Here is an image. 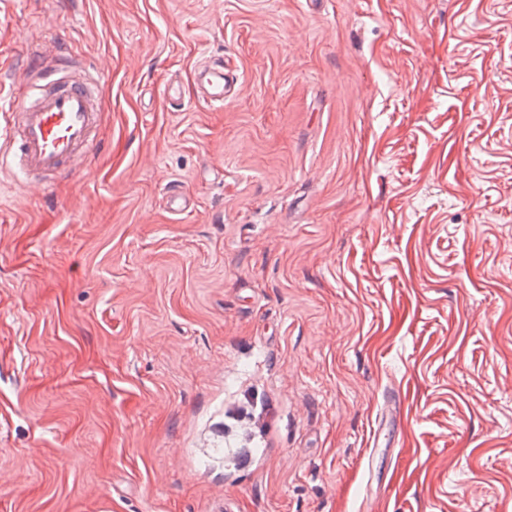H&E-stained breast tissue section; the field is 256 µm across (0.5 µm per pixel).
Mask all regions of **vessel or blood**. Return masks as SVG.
Wrapping results in <instances>:
<instances>
[{
    "mask_svg": "<svg viewBox=\"0 0 512 512\" xmlns=\"http://www.w3.org/2000/svg\"><path fill=\"white\" fill-rule=\"evenodd\" d=\"M26 54L29 62L13 70L8 103L0 109V153L11 156L32 183L51 188L90 166L100 148L97 131L105 107L86 58L76 56L69 42L34 41ZM238 82L236 69L220 61L196 74L199 97L215 108Z\"/></svg>",
    "mask_w": 512,
    "mask_h": 512,
    "instance_id": "b4317fda",
    "label": "vessel or blood"
}]
</instances>
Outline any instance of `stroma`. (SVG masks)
Here are the masks:
<instances>
[{"instance_id": "obj_1", "label": "stroma", "mask_w": 512, "mask_h": 512, "mask_svg": "<svg viewBox=\"0 0 512 512\" xmlns=\"http://www.w3.org/2000/svg\"><path fill=\"white\" fill-rule=\"evenodd\" d=\"M44 36L109 110L0 171V512H512V0H0ZM239 82L237 70L224 60L198 70L196 87L198 96L210 107L224 106V94H229Z\"/></svg>"}]
</instances>
